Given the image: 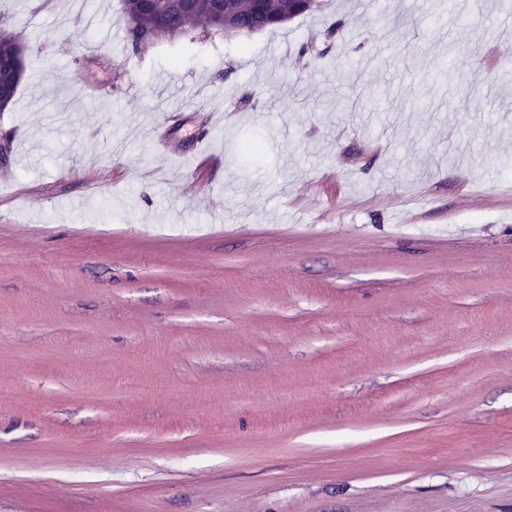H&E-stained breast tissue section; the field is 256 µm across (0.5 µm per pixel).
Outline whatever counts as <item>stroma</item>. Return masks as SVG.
Listing matches in <instances>:
<instances>
[{"label":"stroma","mask_w":512,"mask_h":512,"mask_svg":"<svg viewBox=\"0 0 512 512\" xmlns=\"http://www.w3.org/2000/svg\"><path fill=\"white\" fill-rule=\"evenodd\" d=\"M464 9L132 53L0 0V512H512V7ZM0 57L11 59L14 62L13 81L16 90L10 100H13L16 91L24 77L26 64L23 55V49L10 34L4 33L0 39Z\"/></svg>","instance_id":"1"}]
</instances>
